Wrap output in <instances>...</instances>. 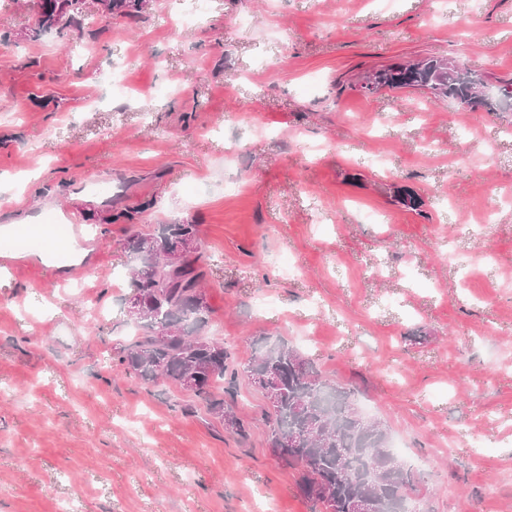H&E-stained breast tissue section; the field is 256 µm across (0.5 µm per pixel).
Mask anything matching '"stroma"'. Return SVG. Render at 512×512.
Returning a JSON list of instances; mask_svg holds the SVG:
<instances>
[{
    "mask_svg": "<svg viewBox=\"0 0 512 512\" xmlns=\"http://www.w3.org/2000/svg\"><path fill=\"white\" fill-rule=\"evenodd\" d=\"M194 2L20 41L33 14L0 0V239L42 247L0 264V512H312L247 379L243 439L117 366L140 331L113 198L198 225L204 335L240 368L284 338L350 389L418 512H512V112L358 86L425 57L512 81V0ZM45 224L86 225L90 269L58 275L83 251Z\"/></svg>",
    "mask_w": 512,
    "mask_h": 512,
    "instance_id": "35a3bbf8",
    "label": "stroma"
}]
</instances>
